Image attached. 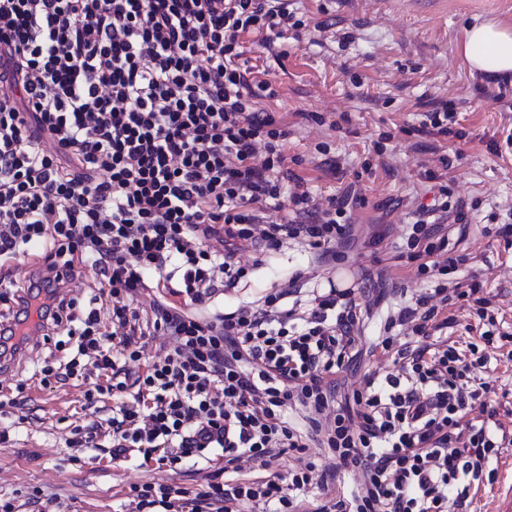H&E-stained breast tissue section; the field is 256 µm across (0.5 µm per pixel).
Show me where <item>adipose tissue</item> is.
<instances>
[{
	"label": "adipose tissue",
	"mask_w": 512,
	"mask_h": 512,
	"mask_svg": "<svg viewBox=\"0 0 512 512\" xmlns=\"http://www.w3.org/2000/svg\"><path fill=\"white\" fill-rule=\"evenodd\" d=\"M463 55L471 68L489 74L512 72V30L487 20L466 31Z\"/></svg>",
	"instance_id": "1"
}]
</instances>
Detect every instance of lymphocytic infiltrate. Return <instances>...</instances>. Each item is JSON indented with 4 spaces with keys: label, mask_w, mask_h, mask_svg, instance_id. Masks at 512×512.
<instances>
[{
    "label": "lymphocytic infiltrate",
    "mask_w": 512,
    "mask_h": 512,
    "mask_svg": "<svg viewBox=\"0 0 512 512\" xmlns=\"http://www.w3.org/2000/svg\"><path fill=\"white\" fill-rule=\"evenodd\" d=\"M293 17L288 0H0V258L37 250L44 267L20 291H1L0 304L18 324L37 312L43 336L66 328L57 346L73 353L45 361L40 383L79 379L88 404L112 399V459L134 452L174 466L210 453L235 472L242 460L265 467L315 442L344 478L312 512H446L451 502L466 512L485 465L512 437L465 354L429 338L450 299L490 305L481 281L436 284L388 315L371 348L401 364L367 376L344 403L364 317L351 289L314 294L303 312L283 290L212 320L185 309L246 276L234 242L275 250L298 239L335 263L353 235L343 198L323 208L295 191L292 219L264 216L280 197L288 131L258 108L277 92L251 81L240 38L281 35ZM438 193V219L416 220L406 238L422 275L467 261L443 231L445 221L464 222L465 204H448L447 185ZM86 263L112 300L110 324L57 291ZM152 288L170 296L155 305L153 330L173 345L145 364L131 395L121 364L142 358L134 303ZM397 326L422 345L394 350ZM294 408L301 424L288 418ZM474 409L477 425L464 419ZM313 469L309 461L195 493L148 484L130 493L137 512H229L240 503L303 512Z\"/></svg>",
    "instance_id": "1"
}]
</instances>
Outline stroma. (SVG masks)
<instances>
[{
	"label": "stroma",
	"instance_id": "stroma-1",
	"mask_svg": "<svg viewBox=\"0 0 512 512\" xmlns=\"http://www.w3.org/2000/svg\"><path fill=\"white\" fill-rule=\"evenodd\" d=\"M301 27L274 43L264 34L243 36V59L257 80L271 82L277 98L262 101L288 129L286 162L278 175L282 192L302 178L315 202L356 195L351 204L355 238L346 257L329 267L315 262L307 246L290 240L267 251L242 243L237 260L253 265L238 288L217 289L208 312L251 304L299 275V288H326L328 281L350 288L363 300L366 277L383 275L390 288L366 329L376 334L378 319L400 299L428 288L415 264L400 257L401 236L415 219L417 205L433 202L425 168L438 157L454 198L470 207L466 228L449 226L459 253L469 255L461 278L477 274L512 333V242L497 235L490 215L495 205H512V152L494 153L491 140L512 128V80L492 81L471 71L461 46L467 28L493 20L512 29V0H289ZM455 105L453 135H417L423 114L441 104ZM385 154L377 156L375 142ZM53 341H38L0 375V396L24 393V408L0 407V499L19 512H135L134 484L205 487L220 462L176 467L130 456L114 460L91 448H71L74 426L106 423L111 402L86 407L84 388L72 382L48 390L34 375L36 360L47 357ZM481 372L492 400L512 402V342L487 348ZM38 503H29L33 489ZM512 503V446L492 458L469 507L470 512H506Z\"/></svg>",
	"mask_w": 512,
	"mask_h": 512
}]
</instances>
